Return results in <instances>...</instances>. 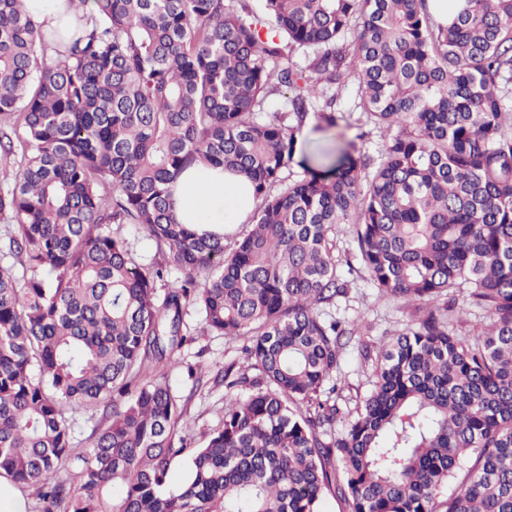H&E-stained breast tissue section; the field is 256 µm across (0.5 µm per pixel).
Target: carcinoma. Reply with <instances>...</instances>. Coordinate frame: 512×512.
<instances>
[{"mask_svg":"<svg viewBox=\"0 0 512 512\" xmlns=\"http://www.w3.org/2000/svg\"><path fill=\"white\" fill-rule=\"evenodd\" d=\"M428 2L70 0L82 24L57 45L0 0V476L40 512H322L328 494L345 512H512V0H452L446 25ZM352 80L378 158L285 173L309 111L335 124ZM193 166L253 183L246 234L178 222ZM114 224L167 260L138 263ZM358 267L416 309L376 356L361 345L372 387L336 435L362 324L327 309ZM172 269L183 283L158 289ZM462 289L488 318L472 334L451 320ZM189 305L244 340L196 448L146 375L185 343ZM100 406L112 421L76 458L66 413Z\"/></svg>","mask_w":512,"mask_h":512,"instance_id":"carcinoma-1","label":"carcinoma"}]
</instances>
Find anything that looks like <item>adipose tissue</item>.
Returning <instances> with one entry per match:
<instances>
[{"label": "adipose tissue", "mask_w": 512, "mask_h": 512, "mask_svg": "<svg viewBox=\"0 0 512 512\" xmlns=\"http://www.w3.org/2000/svg\"><path fill=\"white\" fill-rule=\"evenodd\" d=\"M180 223L218 229L240 223L253 203V188L242 175L223 168H189L174 185Z\"/></svg>", "instance_id": "1"}]
</instances>
